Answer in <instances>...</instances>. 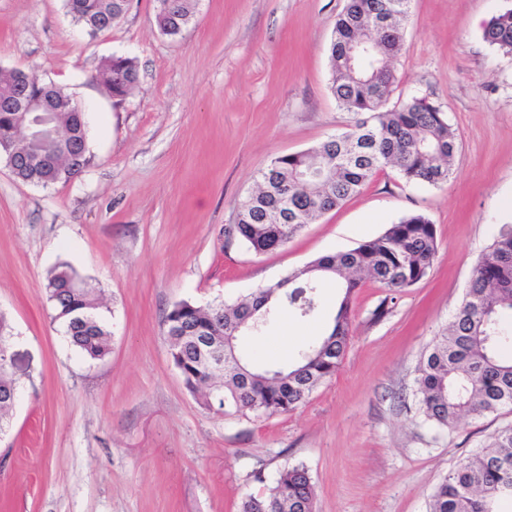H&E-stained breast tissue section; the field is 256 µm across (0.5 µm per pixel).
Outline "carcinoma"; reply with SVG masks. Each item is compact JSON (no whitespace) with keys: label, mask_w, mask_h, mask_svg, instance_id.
Returning a JSON list of instances; mask_svg holds the SVG:
<instances>
[{"label":"carcinoma","mask_w":512,"mask_h":512,"mask_svg":"<svg viewBox=\"0 0 512 512\" xmlns=\"http://www.w3.org/2000/svg\"><path fill=\"white\" fill-rule=\"evenodd\" d=\"M196 0H157L155 20L170 36L190 24ZM411 0H347L338 14L330 45L331 91L340 108L354 116L351 128L327 136L313 147L273 158L260 172L255 191L239 201L233 232L249 249L266 253L288 244L306 225L358 194L391 167L408 182L441 186L452 174L458 143L448 119L427 98H412L391 109L387 100L396 82L393 62L405 35ZM72 18L91 33L112 29L125 14L124 0H66ZM483 40L512 56V8L493 16ZM27 74L30 91L48 87L21 68L0 71V97L18 92L17 75ZM99 79L113 99L125 98L139 72L129 57L103 62ZM48 88L65 102L56 113L60 135L88 152L82 105L61 87ZM26 133L10 112H0V152L23 149ZM321 170L320 179L298 174ZM75 174L63 154L34 156L15 178L42 186L66 183ZM438 251L434 224L415 213L390 224L379 236L342 252L321 256L287 278L259 288L240 302L208 307L180 301L164 317L170 355L188 391L205 405L218 401L243 415L273 416L301 407L337 371L353 326V302L364 279L390 292L402 291L429 273ZM338 288L335 314L327 333L304 348L287 367H260L238 350L243 337L264 335L283 310L302 317L319 306L321 288ZM54 319L69 343L90 360L110 353L111 333L98 319V298L71 266L63 264L46 278ZM512 224L498 235L473 268L464 299L447 328L432 339L416 378L425 420L451 431L464 415L512 407ZM11 329L0 316V379L11 375L3 341ZM205 335L222 346L224 371H214L196 348ZM492 450L467 457L448 473L431 495L429 512H486L512 499V426L498 431ZM240 512H314V490L306 468L286 466L260 495H248Z\"/></svg>","instance_id":"obj_1"}]
</instances>
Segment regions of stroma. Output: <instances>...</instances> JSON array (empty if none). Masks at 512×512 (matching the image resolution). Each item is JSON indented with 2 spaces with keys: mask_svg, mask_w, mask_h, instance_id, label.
Instances as JSON below:
<instances>
[{
  "mask_svg": "<svg viewBox=\"0 0 512 512\" xmlns=\"http://www.w3.org/2000/svg\"><path fill=\"white\" fill-rule=\"evenodd\" d=\"M345 4L199 0L191 25L169 36L156 27V0H132L98 34L64 0H0V68L35 70L74 95L91 156L78 177L48 187L18 181L0 159V314L20 356V397L0 431V512H237L298 464L315 512H428L448 472L512 425L504 408L439 430L415 383L475 264L512 224V58L482 37L512 0H411L390 100L441 107L459 145L448 184L388 168L283 248L258 254L226 234L273 157L351 124L330 89ZM113 55L139 70L121 101L96 79ZM412 213L437 230L428 276L391 302L364 282L339 369L299 409L242 416L185 388L164 310L236 303ZM62 263L97 292L112 333L102 360L86 359L53 319L44 284ZM336 294L326 286L314 316L282 312L242 349L268 366L293 362L326 331ZM383 302L388 313L375 317Z\"/></svg>",
  "mask_w": 512,
  "mask_h": 512,
  "instance_id": "stroma-1",
  "label": "stroma"
}]
</instances>
